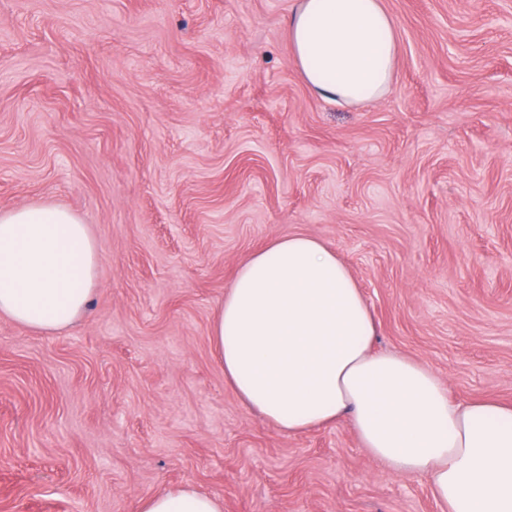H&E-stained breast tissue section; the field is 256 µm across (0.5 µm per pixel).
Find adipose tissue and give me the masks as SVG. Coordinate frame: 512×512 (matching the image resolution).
I'll list each match as a JSON object with an SVG mask.
<instances>
[{
  "instance_id": "adipose-tissue-1",
  "label": "adipose tissue",
  "mask_w": 512,
  "mask_h": 512,
  "mask_svg": "<svg viewBox=\"0 0 512 512\" xmlns=\"http://www.w3.org/2000/svg\"><path fill=\"white\" fill-rule=\"evenodd\" d=\"M307 86L348 104L382 97L398 40L383 0H301L288 22ZM99 244L72 212L0 210V317L66 333L96 291ZM378 323L335 248L304 235L243 258L210 336L239 399L288 435L349 420L363 448L427 477L445 512H512V402H460L424 364L374 351ZM138 512H224L191 485L144 497Z\"/></svg>"
}]
</instances>
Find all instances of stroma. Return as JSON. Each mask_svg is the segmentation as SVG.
<instances>
[{
	"instance_id": "stroma-1",
	"label": "stroma",
	"mask_w": 512,
	"mask_h": 512,
	"mask_svg": "<svg viewBox=\"0 0 512 512\" xmlns=\"http://www.w3.org/2000/svg\"><path fill=\"white\" fill-rule=\"evenodd\" d=\"M378 101L312 92L298 0H0V209L96 238L89 311L0 317V512H442L348 422L287 436L224 379L210 328L271 240L335 247L379 324L459 401H512V0H383ZM224 502L192 485H183L146 496L139 501L138 512H223Z\"/></svg>"
}]
</instances>
